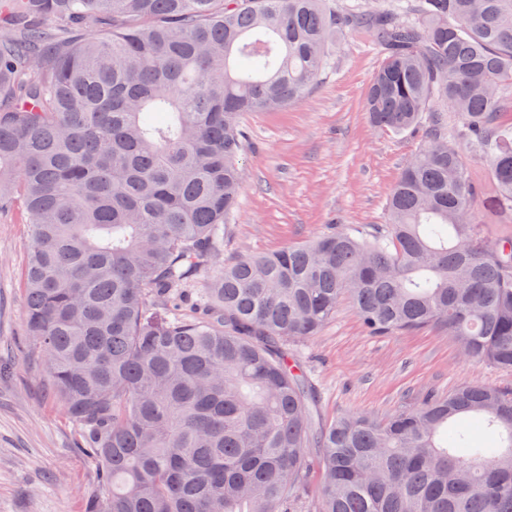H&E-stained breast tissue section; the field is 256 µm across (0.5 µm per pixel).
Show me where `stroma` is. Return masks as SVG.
<instances>
[{
	"mask_svg": "<svg viewBox=\"0 0 512 512\" xmlns=\"http://www.w3.org/2000/svg\"><path fill=\"white\" fill-rule=\"evenodd\" d=\"M384 58L367 32L334 49V68L299 100L241 119L242 192L224 232V255L268 253L327 225L372 233L421 133L375 127L366 111ZM20 210L0 213V512H87L104 490L75 451L80 430L47 390L28 350L24 272L32 239ZM318 396L321 420L360 412L382 420L463 384L512 385V373L464 357L448 333L371 336L351 300L317 336L289 342Z\"/></svg>",
	"mask_w": 512,
	"mask_h": 512,
	"instance_id": "stroma-1",
	"label": "stroma"
}]
</instances>
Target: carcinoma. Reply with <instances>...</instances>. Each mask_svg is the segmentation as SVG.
<instances>
[{
    "label": "carcinoma",
    "instance_id": "obj_1",
    "mask_svg": "<svg viewBox=\"0 0 512 512\" xmlns=\"http://www.w3.org/2000/svg\"><path fill=\"white\" fill-rule=\"evenodd\" d=\"M402 11L0 0V211L23 205L28 346L107 487L88 512H303L315 472L313 512H512L511 388L323 423L288 352L348 296L371 336L438 329L512 371V236L476 221L489 202L512 223V0ZM354 29L384 49L372 122L426 129L386 224L217 261L241 116L303 97Z\"/></svg>",
    "mask_w": 512,
    "mask_h": 512
}]
</instances>
